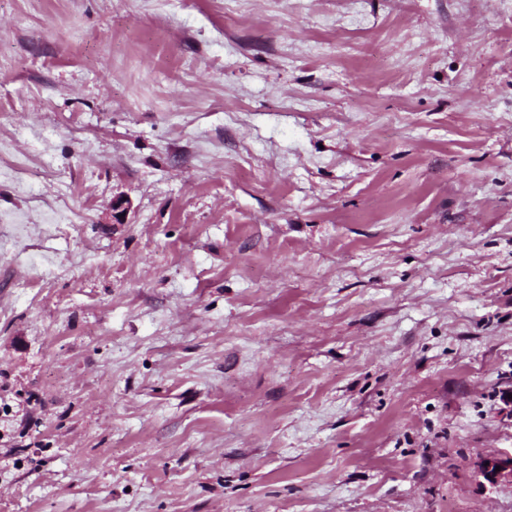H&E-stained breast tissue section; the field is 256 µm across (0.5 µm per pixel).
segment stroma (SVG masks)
<instances>
[{
	"mask_svg": "<svg viewBox=\"0 0 512 512\" xmlns=\"http://www.w3.org/2000/svg\"><path fill=\"white\" fill-rule=\"evenodd\" d=\"M511 453L512 0H0V512H512ZM489 462V465H486ZM496 466H501L496 471ZM479 472L489 483H496L499 479L512 478V454L510 456L486 458L480 462Z\"/></svg>",
	"mask_w": 512,
	"mask_h": 512,
	"instance_id": "stroma-1",
	"label": "stroma"
}]
</instances>
